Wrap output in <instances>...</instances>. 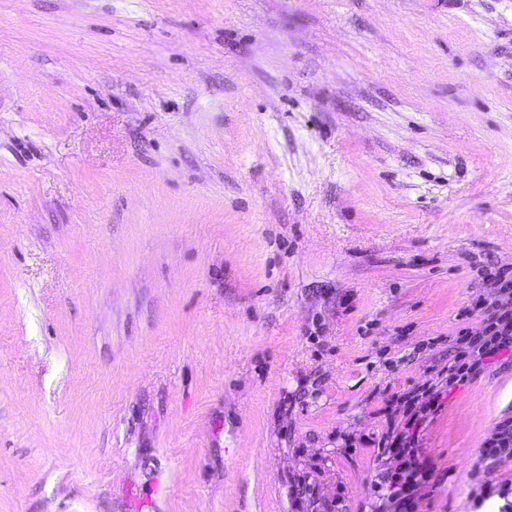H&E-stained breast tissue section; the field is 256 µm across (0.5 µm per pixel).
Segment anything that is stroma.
<instances>
[{
  "instance_id": "1",
  "label": "stroma",
  "mask_w": 512,
  "mask_h": 512,
  "mask_svg": "<svg viewBox=\"0 0 512 512\" xmlns=\"http://www.w3.org/2000/svg\"><path fill=\"white\" fill-rule=\"evenodd\" d=\"M512 275V0H0V512H395L374 442ZM500 354L419 437L484 512Z\"/></svg>"
}]
</instances>
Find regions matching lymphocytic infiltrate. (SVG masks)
I'll return each mask as SVG.
<instances>
[{
	"instance_id": "f902f5d3",
	"label": "lymphocytic infiltrate",
	"mask_w": 512,
	"mask_h": 512,
	"mask_svg": "<svg viewBox=\"0 0 512 512\" xmlns=\"http://www.w3.org/2000/svg\"><path fill=\"white\" fill-rule=\"evenodd\" d=\"M499 294L492 303H481V318L474 327L457 333L454 354L447 366L421 385L402 393L406 419L402 429L386 427L377 442V457L400 459L398 471L388 476L385 494L399 512H410L419 489L430 472L418 456V437L424 424L443 406L446 391L466 384L489 359L512 350V278L497 274Z\"/></svg>"
}]
</instances>
